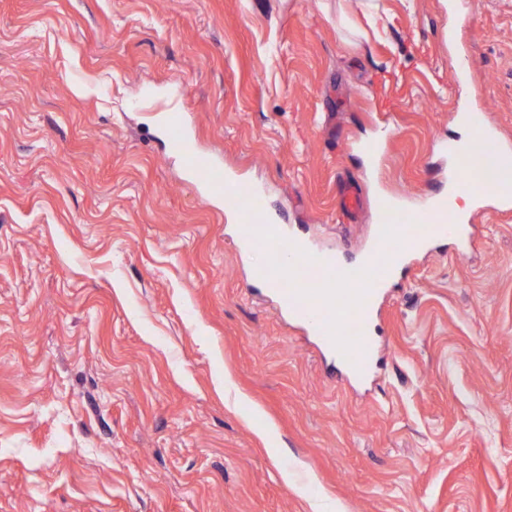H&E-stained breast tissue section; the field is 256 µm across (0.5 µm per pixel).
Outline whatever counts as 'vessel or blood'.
<instances>
[{"instance_id": "b4317fda", "label": "vessel or blood", "mask_w": 512, "mask_h": 512, "mask_svg": "<svg viewBox=\"0 0 512 512\" xmlns=\"http://www.w3.org/2000/svg\"><path fill=\"white\" fill-rule=\"evenodd\" d=\"M450 154H460V171L453 180L461 189L469 184L464 173L478 172L477 150L459 151L456 144H445ZM186 167L207 189L221 191L224 205L237 218L238 238L248 247H267L271 266L257 270L254 281L264 283L275 296L281 311L304 325L317 342L341 362L349 376L367 377L374 368L376 339L372 333L375 304L395 266L384 259L392 247V227H405L416 241L452 236L466 240V232L456 225L452 207L437 213H414L394 200H382L379 224L370 242L372 257L381 261L375 283H367L358 268L340 263L330 251L313 248L308 240L268 211L263 194L255 188L241 189L227 178L221 166L193 152L184 157Z\"/></svg>"}]
</instances>
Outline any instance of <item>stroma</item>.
Wrapping results in <instances>:
<instances>
[{
  "mask_svg": "<svg viewBox=\"0 0 512 512\" xmlns=\"http://www.w3.org/2000/svg\"><path fill=\"white\" fill-rule=\"evenodd\" d=\"M477 109L512 151V0H0V512H512V203L408 254L356 382L160 126L353 262Z\"/></svg>",
  "mask_w": 512,
  "mask_h": 512,
  "instance_id": "1",
  "label": "stroma"
}]
</instances>
